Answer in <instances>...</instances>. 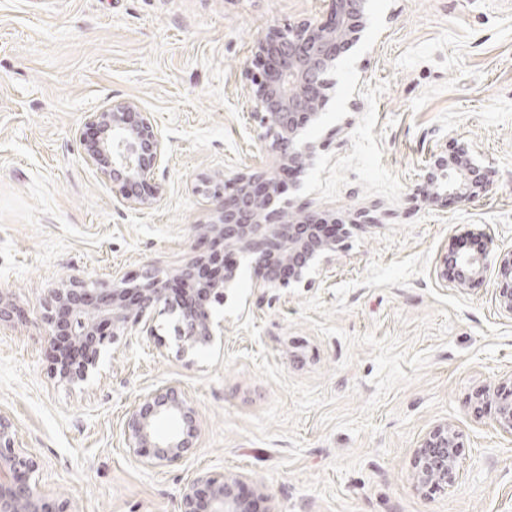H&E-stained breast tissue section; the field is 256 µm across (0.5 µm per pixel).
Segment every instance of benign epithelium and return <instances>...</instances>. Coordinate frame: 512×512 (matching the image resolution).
Instances as JSON below:
<instances>
[{"instance_id": "7a95c632", "label": "benign epithelium", "mask_w": 512, "mask_h": 512, "mask_svg": "<svg viewBox=\"0 0 512 512\" xmlns=\"http://www.w3.org/2000/svg\"><path fill=\"white\" fill-rule=\"evenodd\" d=\"M323 22L304 20L288 27L271 26L257 37L255 58L260 73H249L247 103L262 132L259 140L271 162L245 167L217 184L205 183L214 201L211 220L197 227L198 239L210 250H196L173 273L148 266L135 276L63 282L51 289L47 322L63 358L60 377L70 384L94 378L109 345L139 327L154 335L153 313L179 314V353L213 345L224 324L213 318L211 302L224 303L227 292L251 272L253 288H308L332 260L340 243L333 214L310 211L281 199L282 177L299 176L316 160L317 145L306 131L321 117L335 81L330 74L344 50L360 39L366 27L368 0H328ZM96 137L84 143L86 160L112 182L120 201L134 209H150L163 195L157 171L166 158V144L149 112L130 100L114 101L89 115ZM493 171L481 167L466 149L448 155L433 152L425 168L421 193L437 200L452 195L468 202L489 191ZM486 248L477 254H446L437 277L448 281V264L459 289L494 269L496 301L512 317V249L495 251L493 240L479 230ZM479 403H495L494 428L512 442V374L476 393ZM177 422L162 436L158 422ZM198 410L176 384L166 383L141 395L123 426L126 448L150 468L184 458L198 437ZM461 436L449 421L432 426L414 450L416 486H450L456 480ZM37 463L20 440L14 422L0 412V512H69L67 503L38 489ZM241 476L200 475L184 490L181 512H249L240 496Z\"/></svg>"}]
</instances>
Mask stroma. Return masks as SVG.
Segmentation results:
<instances>
[{
	"instance_id": "stroma-1",
	"label": "stroma",
	"mask_w": 512,
	"mask_h": 512,
	"mask_svg": "<svg viewBox=\"0 0 512 512\" xmlns=\"http://www.w3.org/2000/svg\"><path fill=\"white\" fill-rule=\"evenodd\" d=\"M327 0H0V411L40 489L71 512H179L197 474H241L258 512H512V443L475 407L512 373V318L494 275L461 290L441 253L512 248V0H370L324 149L285 197L358 222L308 288L243 280L216 313L224 339L193 357L175 318L121 336L99 375L56 373L51 288L185 264L209 221L204 179L268 165L245 67L272 25L327 18ZM116 100L151 113L167 145L153 208L117 200L84 158L89 115ZM468 148L494 171L484 196L423 201L430 152ZM178 384L201 436L147 468L123 442L140 395ZM462 435L453 487L419 490L413 454L433 425Z\"/></svg>"
}]
</instances>
